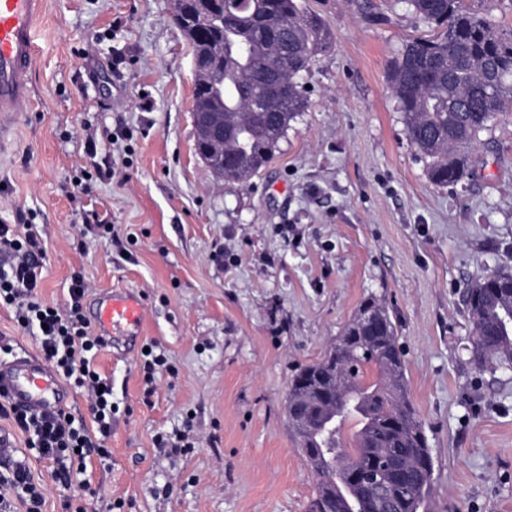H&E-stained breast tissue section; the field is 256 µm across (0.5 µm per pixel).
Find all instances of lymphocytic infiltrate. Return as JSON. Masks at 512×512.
<instances>
[{
  "label": "lymphocytic infiltrate",
  "mask_w": 512,
  "mask_h": 512,
  "mask_svg": "<svg viewBox=\"0 0 512 512\" xmlns=\"http://www.w3.org/2000/svg\"><path fill=\"white\" fill-rule=\"evenodd\" d=\"M45 249L32 229L0 226V304L14 307L17 323L35 331L46 361L74 387L83 389L98 426V437L75 425L66 412L42 417L15 408L0 391V419H5L26 437V445L40 457L53 461L54 477L71 481L81 474L89 456L106 460L110 452L105 439L110 434L112 389L91 365L92 350L101 349V337L91 334L82 314L87 285L74 277L69 299L62 305L42 301L38 293ZM18 497L24 512H43L42 488L36 484L23 460H14L0 472V512H11V497Z\"/></svg>",
  "instance_id": "f902f5d3"
}]
</instances>
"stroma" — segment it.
Returning a JSON list of instances; mask_svg holds the SVG:
<instances>
[{"label": "stroma", "instance_id": "1", "mask_svg": "<svg viewBox=\"0 0 512 512\" xmlns=\"http://www.w3.org/2000/svg\"><path fill=\"white\" fill-rule=\"evenodd\" d=\"M333 43L299 81L309 104L250 180L195 149L191 47L173 0H46L32 95L0 152V225L46 248L39 295L83 314L106 291L143 298L141 334L93 366L112 382L111 458L65 487L0 433L63 512H314L316 478L285 412L288 385L368 298L393 314L434 461L426 512H512V372L479 370L462 294L512 272V111L433 185L387 73L432 35L406 0H300ZM40 352L0 306V364ZM167 367L147 380V355Z\"/></svg>", "mask_w": 512, "mask_h": 512}]
</instances>
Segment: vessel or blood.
Listing matches in <instances>:
<instances>
[{
  "instance_id": "b4317fda",
  "label": "vessel or blood",
  "mask_w": 512,
  "mask_h": 512,
  "mask_svg": "<svg viewBox=\"0 0 512 512\" xmlns=\"http://www.w3.org/2000/svg\"><path fill=\"white\" fill-rule=\"evenodd\" d=\"M45 0H0V148L20 103L30 95L28 71L36 50L35 28ZM143 302L130 295L106 299L96 314L104 341L140 328ZM0 390L28 411L50 414L71 398L69 387L41 358H21L0 366Z\"/></svg>"
}]
</instances>
